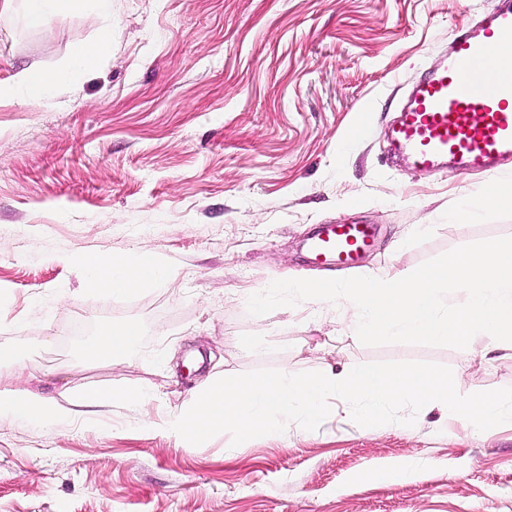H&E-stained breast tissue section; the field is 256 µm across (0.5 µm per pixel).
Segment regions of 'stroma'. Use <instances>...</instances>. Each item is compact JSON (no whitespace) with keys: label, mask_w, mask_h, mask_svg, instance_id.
I'll return each instance as SVG.
<instances>
[{"label":"stroma","mask_w":512,"mask_h":512,"mask_svg":"<svg viewBox=\"0 0 512 512\" xmlns=\"http://www.w3.org/2000/svg\"><path fill=\"white\" fill-rule=\"evenodd\" d=\"M498 0H112V47L51 103L0 97V346L26 354L22 382L48 397L137 385L55 423L0 422V512H512V426L471 438L421 410L414 426L364 429L348 404L308 431L235 446L167 432L209 374H293L374 361H426L467 391L512 387V349L363 345L349 314L305 300L258 320L253 291L275 280L416 269L455 247L512 236V199L475 217L463 195L512 183L494 173L392 166L386 133L448 37ZM76 13L40 30L0 19V86L63 65ZM377 229L357 268L309 261L320 224ZM153 252L173 284L104 297L74 259ZM136 324L118 365L89 366L74 325ZM409 458L401 484L364 471Z\"/></svg>","instance_id":"stroma-1"}]
</instances>
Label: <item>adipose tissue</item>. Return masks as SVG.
I'll return each instance as SVG.
<instances>
[{
    "label": "adipose tissue",
    "mask_w": 512,
    "mask_h": 512,
    "mask_svg": "<svg viewBox=\"0 0 512 512\" xmlns=\"http://www.w3.org/2000/svg\"><path fill=\"white\" fill-rule=\"evenodd\" d=\"M94 3L100 16L110 18V0H0V17L13 13L17 4H24L25 19L30 26L49 29L54 19L62 14L84 10ZM69 70L24 69L18 72L8 94L26 102L51 100L54 90L65 83ZM79 265L86 275L89 287L104 295H115L137 288L162 286L176 274L163 257L142 254L136 260L107 256L95 252L81 254ZM139 336L136 325L125 324L102 330L93 348L87 353L88 362L102 360L117 362L127 357ZM152 387L106 389L88 391L60 402L39 392L19 386L16 379L0 378V421L39 420L56 422L78 416L83 407H107L113 400L122 399L140 403L153 398Z\"/></svg>",
    "instance_id": "adipose-tissue-1"
}]
</instances>
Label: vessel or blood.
Instances as JSON below:
<instances>
[{
  "label": "vessel or blood",
  "mask_w": 512,
  "mask_h": 512,
  "mask_svg": "<svg viewBox=\"0 0 512 512\" xmlns=\"http://www.w3.org/2000/svg\"><path fill=\"white\" fill-rule=\"evenodd\" d=\"M388 139L418 169L455 164L486 172L512 161V0L461 26L441 62L410 90ZM374 239L369 224H331L309 249L317 261L355 266Z\"/></svg>",
  "instance_id": "vessel-or-blood-1"
}]
</instances>
